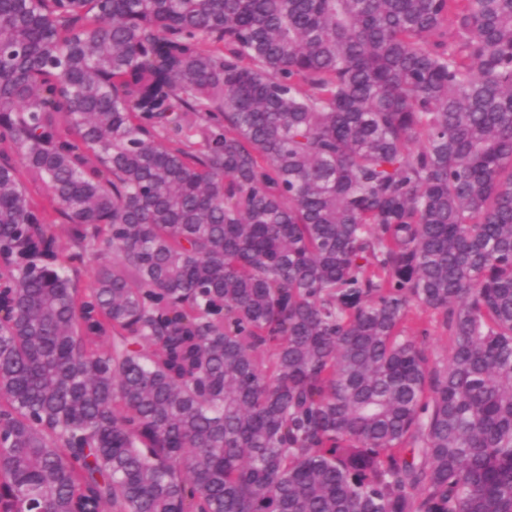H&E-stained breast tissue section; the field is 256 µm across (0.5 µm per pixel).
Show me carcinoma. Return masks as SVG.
Returning <instances> with one entry per match:
<instances>
[{"instance_id": "cac0c4a2", "label": "carcinoma", "mask_w": 512, "mask_h": 512, "mask_svg": "<svg viewBox=\"0 0 512 512\" xmlns=\"http://www.w3.org/2000/svg\"><path fill=\"white\" fill-rule=\"evenodd\" d=\"M0 512H512V0H0ZM408 324L421 336L426 331L425 347L432 360H442L448 355V332L439 316L432 310L414 308L409 314Z\"/></svg>"}]
</instances>
